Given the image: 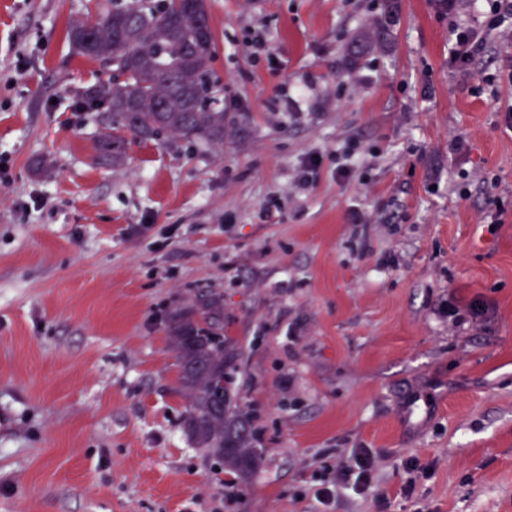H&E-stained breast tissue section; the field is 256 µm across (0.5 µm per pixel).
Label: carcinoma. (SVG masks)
<instances>
[{"label":"carcinoma","mask_w":512,"mask_h":512,"mask_svg":"<svg viewBox=\"0 0 512 512\" xmlns=\"http://www.w3.org/2000/svg\"><path fill=\"white\" fill-rule=\"evenodd\" d=\"M67 36L91 59L118 62L123 81L109 78L91 87L87 101L103 100L98 158L117 167L126 159L127 136L149 142L172 139L224 144V106L213 91L210 68L216 41H200L195 11H161L147 0L112 4L95 22L75 20ZM165 332L185 398L187 437L235 480H247L262 456L251 418L231 393L237 342L224 335V294L192 293L167 314Z\"/></svg>","instance_id":"obj_1"}]
</instances>
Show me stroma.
I'll return each instance as SVG.
<instances>
[{
    "label": "stroma",
    "instance_id": "35a3bbf8",
    "mask_svg": "<svg viewBox=\"0 0 512 512\" xmlns=\"http://www.w3.org/2000/svg\"><path fill=\"white\" fill-rule=\"evenodd\" d=\"M396 2L208 0L223 145L112 168L84 96L110 70L67 37L112 0H0V512H322L354 449L389 505L332 512H512V32L464 81L437 0ZM198 290L243 346L247 482L182 430L164 317Z\"/></svg>",
    "mask_w": 512,
    "mask_h": 512
}]
</instances>
